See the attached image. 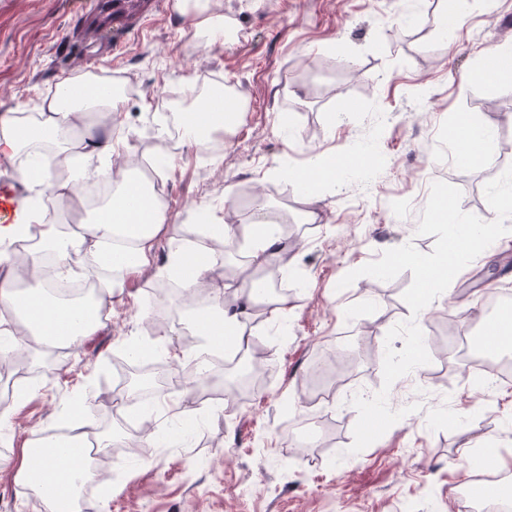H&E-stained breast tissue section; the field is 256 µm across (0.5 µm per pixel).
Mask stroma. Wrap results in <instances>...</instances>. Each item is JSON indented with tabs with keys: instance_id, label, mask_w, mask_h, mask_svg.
Instances as JSON below:
<instances>
[{
	"instance_id": "1",
	"label": "stroma",
	"mask_w": 512,
	"mask_h": 512,
	"mask_svg": "<svg viewBox=\"0 0 512 512\" xmlns=\"http://www.w3.org/2000/svg\"><path fill=\"white\" fill-rule=\"evenodd\" d=\"M173 0H138L103 28L90 29L106 0H0V114L34 115L58 82L89 70L134 86L121 126L124 159L155 148L167 96L195 98L215 85L246 103L218 160L183 142L169 150L159 177L167 231L153 265L125 279L103 325L64 354L23 351L30 381L0 458H16L33 434L71 428L75 396L90 401L94 429L128 441L122 460L101 453L91 463L101 484L87 512H465L455 491L481 473L512 471V378L486 394L450 336L480 328L493 272L512 266V234L464 268L426 313L411 316L402 295L411 271L389 281L349 271L407 243L431 252L434 237L417 232L433 182L462 192L463 211L492 216L486 167L456 161L448 129L459 116L489 127L486 149L512 145V84L486 81V57L512 45V0L494 11L473 5L456 33L436 20L448 0H220L228 21L223 45L193 38ZM335 179L301 192L289 173L310 163L341 161ZM234 202L225 204L224 187ZM264 197L287 224L288 294L241 343L262 348L272 371L248 397L173 398L143 406L147 433L126 436L112 403V358L131 342L158 353L187 347L185 309L191 289L165 294L158 311L143 301L175 245L199 240L197 212L241 225ZM315 221H307V213ZM415 318L431 344L429 364L396 380L392 409L420 403L358 454H349L358 413L355 395L382 386L385 335ZM344 353L354 369L320 404L305 392L315 360ZM193 409L186 423L184 409ZM466 412L457 423L458 412ZM302 422L314 446L294 448L284 434ZM495 447L482 470L449 469L467 442ZM337 466H330L334 455ZM0 512H44L15 477L0 471Z\"/></svg>"
}]
</instances>
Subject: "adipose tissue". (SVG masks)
<instances>
[{
    "mask_svg": "<svg viewBox=\"0 0 512 512\" xmlns=\"http://www.w3.org/2000/svg\"><path fill=\"white\" fill-rule=\"evenodd\" d=\"M187 0H173L178 13L188 14L194 36L207 44L224 42V16L215 8V0H198L194 11H187ZM210 109L183 112L180 129L182 139L198 150H205L213 133L235 123L241 103L221 95L209 96ZM124 97L112 92L102 80L87 77L62 79L55 94L43 100L36 118L21 123L13 114L0 115V167L10 169L14 181L34 190V198L8 196L12 207L10 220L0 223V267L9 274L0 280V353L15 350L20 333L36 336L44 346H72L80 337L95 331L101 324L104 308L122 280L148 265L164 228L165 209L147 187L145 179H132L122 166L123 143L113 136L112 126L121 115ZM75 143L80 149V162L70 167L66 179H56L51 169L57 158L44 155L42 172H33L27 163L30 149L37 144L65 145ZM112 183L111 203L83 221L79 237L63 236L57 225L45 218L44 197L75 206L81 204L86 183ZM270 205L264 197L253 203V220L243 233L251 253V273L239 276L233 292L246 302H254L262 280L284 272L279 226L269 217ZM39 225V241L31 252L29 264L17 262L15 242L29 225ZM50 251L56 260V275L71 278L73 256H80L92 266L111 269V280L101 283L92 306L50 298L43 286L39 258ZM170 274L176 275L188 288H200L212 278L214 265L200 254L173 251L168 262ZM241 322L237 313L218 303L189 322L194 336L214 338L239 335ZM73 432L66 443L75 450L69 459L52 453L35 458L32 448H23L15 460L16 474L23 485L33 489L46 512L54 505L48 492L33 478L34 471L53 474L65 472L69 486H77L92 475L90 458L85 449L92 420L84 402L72 407Z\"/></svg>",
    "mask_w": 512,
    "mask_h": 512,
    "instance_id": "adipose-tissue-1",
    "label": "adipose tissue"
}]
</instances>
